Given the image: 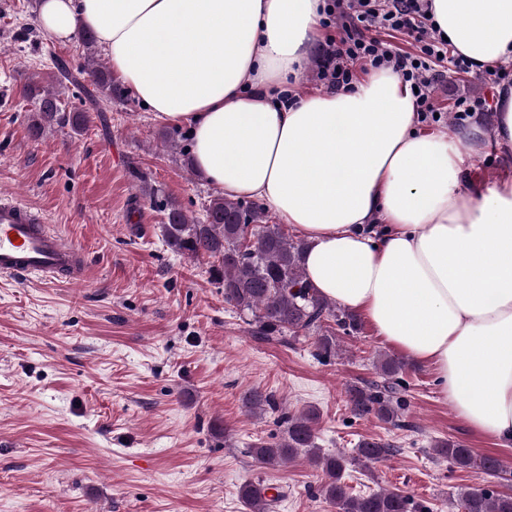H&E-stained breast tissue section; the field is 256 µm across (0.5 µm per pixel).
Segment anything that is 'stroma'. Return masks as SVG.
Here are the masks:
<instances>
[{
    "label": "stroma",
    "instance_id": "35a3bbf8",
    "mask_svg": "<svg viewBox=\"0 0 512 512\" xmlns=\"http://www.w3.org/2000/svg\"><path fill=\"white\" fill-rule=\"evenodd\" d=\"M37 2L0 0V191L43 211L83 247L89 269L69 285L0 276V512H248L239 495L248 482L279 488L271 512H336L306 456L269 468L247 452L280 440L282 413L308 408L322 451L392 444L370 468H348L357 495L398 490L448 512L450 496L489 477L436 456L444 439L512 466V447L470 430L440 397L432 369L410 359L398 375L401 427L354 416L347 387L376 380L374 364L390 351L370 324L338 335L340 350L326 361L310 338L256 341L211 282L208 259L166 246L164 215L141 190L162 187L199 218L216 187L161 148L165 126L133 92L98 93L81 42L49 41ZM58 59L78 77L62 105L88 121L81 132L37 139L22 87ZM461 97L486 99L473 119L492 123L495 90L481 72L437 82L445 111ZM252 391L273 394L279 410L248 412Z\"/></svg>",
    "mask_w": 512,
    "mask_h": 512
}]
</instances>
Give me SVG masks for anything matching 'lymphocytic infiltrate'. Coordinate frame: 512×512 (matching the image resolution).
I'll return each instance as SVG.
<instances>
[{
  "label": "lymphocytic infiltrate",
  "instance_id": "f902f5d3",
  "mask_svg": "<svg viewBox=\"0 0 512 512\" xmlns=\"http://www.w3.org/2000/svg\"><path fill=\"white\" fill-rule=\"evenodd\" d=\"M322 26L336 34L318 47L317 77L326 89L354 87V67L391 68L415 90V106L423 122L435 123L439 107L433 86L439 63L449 62L458 73H470L475 64L452 52L437 31L429 0H326ZM399 33L410 40L413 52H403L376 37V30Z\"/></svg>",
  "mask_w": 512,
  "mask_h": 512
}]
</instances>
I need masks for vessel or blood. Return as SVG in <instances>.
I'll return each mask as SVG.
<instances>
[{"mask_svg":"<svg viewBox=\"0 0 512 512\" xmlns=\"http://www.w3.org/2000/svg\"><path fill=\"white\" fill-rule=\"evenodd\" d=\"M87 266L83 249L66 242L46 216L20 198L0 193V274L79 283Z\"/></svg>","mask_w":512,"mask_h":512,"instance_id":"b4317fda","label":"vessel or blood"}]
</instances>
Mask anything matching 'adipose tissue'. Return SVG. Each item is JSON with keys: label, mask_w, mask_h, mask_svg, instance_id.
<instances>
[{"label": "adipose tissue", "mask_w": 512, "mask_h": 512, "mask_svg": "<svg viewBox=\"0 0 512 512\" xmlns=\"http://www.w3.org/2000/svg\"><path fill=\"white\" fill-rule=\"evenodd\" d=\"M455 52L512 58V0H431ZM323 0H40L68 43L94 32L113 73L162 123L187 127L192 163L231 199L261 201L306 245L317 291L429 365L469 428L512 446V177L466 178L486 142L512 152V85L493 136L427 126L389 68L350 91L271 90L298 75Z\"/></svg>", "instance_id": "adipose-tissue-1"}]
</instances>
